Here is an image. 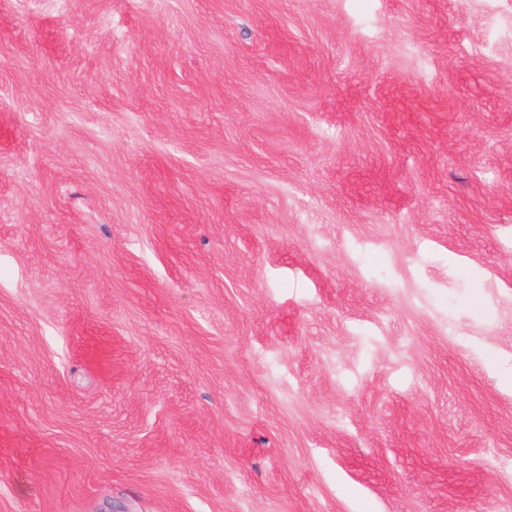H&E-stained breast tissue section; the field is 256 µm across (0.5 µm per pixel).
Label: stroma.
Here are the masks:
<instances>
[{
    "instance_id": "1",
    "label": "stroma",
    "mask_w": 512,
    "mask_h": 512,
    "mask_svg": "<svg viewBox=\"0 0 512 512\" xmlns=\"http://www.w3.org/2000/svg\"><path fill=\"white\" fill-rule=\"evenodd\" d=\"M0 512H512V0H0Z\"/></svg>"
}]
</instances>
